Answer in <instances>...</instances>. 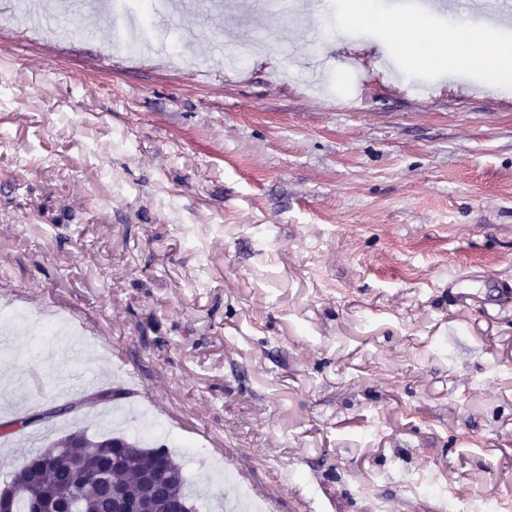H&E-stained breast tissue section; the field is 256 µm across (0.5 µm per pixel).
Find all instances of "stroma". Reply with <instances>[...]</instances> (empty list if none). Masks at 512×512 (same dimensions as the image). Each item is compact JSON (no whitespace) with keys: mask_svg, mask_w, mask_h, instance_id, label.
<instances>
[{"mask_svg":"<svg viewBox=\"0 0 512 512\" xmlns=\"http://www.w3.org/2000/svg\"><path fill=\"white\" fill-rule=\"evenodd\" d=\"M320 0L166 54L14 33L0 0V486L28 452L120 428L164 444L199 512L512 508V96L409 70ZM483 271L473 300L448 282ZM87 380L57 391L49 350ZM137 371L129 385L118 364ZM76 411H67L70 403Z\"/></svg>","mask_w":512,"mask_h":512,"instance_id":"obj_1","label":"stroma"}]
</instances>
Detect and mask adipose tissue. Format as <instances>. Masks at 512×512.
Instances as JSON below:
<instances>
[{
    "label": "adipose tissue",
    "instance_id": "ef3b65f1",
    "mask_svg": "<svg viewBox=\"0 0 512 512\" xmlns=\"http://www.w3.org/2000/svg\"><path fill=\"white\" fill-rule=\"evenodd\" d=\"M326 13L340 29L383 26L404 47L410 67L438 66L450 71L465 66L484 72L496 86L512 83V68L506 64L497 30L475 31L468 18L449 15L447 28L441 29L418 17L382 13L377 0H359L352 6L344 0H329Z\"/></svg>",
    "mask_w": 512,
    "mask_h": 512
}]
</instances>
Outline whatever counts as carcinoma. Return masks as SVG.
<instances>
[{"mask_svg":"<svg viewBox=\"0 0 512 512\" xmlns=\"http://www.w3.org/2000/svg\"><path fill=\"white\" fill-rule=\"evenodd\" d=\"M119 447L114 448L112 444ZM163 456L168 477L147 485L141 478L142 469ZM23 476L8 486V494L18 503L16 512H27L32 500L53 501L60 512H68L63 491L86 469H99L105 477L87 486L77 512H112L113 491L138 498L146 497L154 504V512H167L172 501L183 503L187 512H195L187 491L183 469L164 446H151L136 436H112L93 440L82 432H72L33 452L26 458Z\"/></svg>","mask_w":512,"mask_h":512,"instance_id":"cac0c4a2","label":"carcinoma"}]
</instances>
